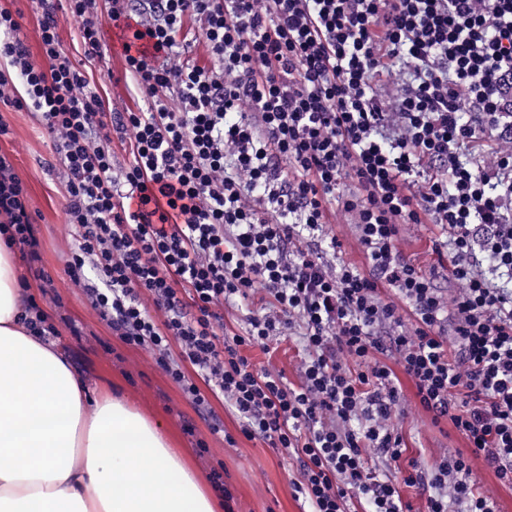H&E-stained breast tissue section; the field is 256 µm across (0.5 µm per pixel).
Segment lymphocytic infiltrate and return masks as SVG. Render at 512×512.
Listing matches in <instances>:
<instances>
[{"instance_id":"1","label":"lymphocytic infiltrate","mask_w":512,"mask_h":512,"mask_svg":"<svg viewBox=\"0 0 512 512\" xmlns=\"http://www.w3.org/2000/svg\"><path fill=\"white\" fill-rule=\"evenodd\" d=\"M37 2L34 51L0 7V102L53 141L65 273L113 335L211 433L219 403L296 460L309 512H404V486L425 512H498L471 461L512 487V0H66L86 59L120 30L148 103L110 123ZM198 35L208 61L179 58ZM27 199L0 153V234L32 263ZM335 214L366 267L325 260ZM418 224L439 233L427 271L398 246ZM228 305L247 308L231 330ZM288 336L293 383L249 355ZM404 378L467 451L406 460Z\"/></svg>"}]
</instances>
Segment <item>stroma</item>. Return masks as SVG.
I'll return each instance as SVG.
<instances>
[{
    "label": "stroma",
    "mask_w": 512,
    "mask_h": 512,
    "mask_svg": "<svg viewBox=\"0 0 512 512\" xmlns=\"http://www.w3.org/2000/svg\"><path fill=\"white\" fill-rule=\"evenodd\" d=\"M57 16L61 42L80 64L91 88L110 102L113 111L142 106L135 79L125 73L122 47L115 31H105L107 51L102 62H91L81 49L78 22L62 7L58 8ZM0 116L9 125L8 135L0 137V153L9 156L15 173L28 189V205L36 220L42 258L40 266L53 279L64 303L62 314L67 323L61 328L57 347L84 380L90 399H119L148 420L161 423L171 448L198 476L205 491L213 489L211 469H219L231 496H216V512H303L291 485L297 475L296 460L280 457L262 440L240 435L237 419L221 406L216 412L223 416L224 429L234 435L235 442L230 445L221 436L211 434L207 423L197 418L178 387L149 354L113 336L81 292L71 287L65 264L72 237L66 224L57 180L58 158L52 142L29 112H16L0 105ZM189 419L196 427L191 434L184 429ZM400 425L409 457L424 465L444 451L465 445L451 426L434 425L430 414L416 404L408 406ZM200 439L209 446L208 454L203 456L196 447Z\"/></svg>",
    "instance_id": "stroma-1"
}]
</instances>
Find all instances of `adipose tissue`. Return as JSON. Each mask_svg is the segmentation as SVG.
<instances>
[{"label": "adipose tissue", "instance_id": "obj_1", "mask_svg": "<svg viewBox=\"0 0 512 512\" xmlns=\"http://www.w3.org/2000/svg\"><path fill=\"white\" fill-rule=\"evenodd\" d=\"M18 278L0 241V512H212L158 426L109 397L88 405L54 344L19 323Z\"/></svg>", "mask_w": 512, "mask_h": 512}]
</instances>
